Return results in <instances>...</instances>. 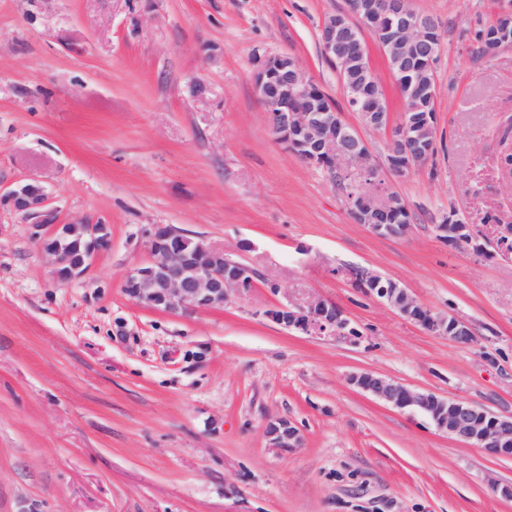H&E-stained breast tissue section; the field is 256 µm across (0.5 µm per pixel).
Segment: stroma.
<instances>
[{
    "label": "stroma",
    "instance_id": "35a3bbf8",
    "mask_svg": "<svg viewBox=\"0 0 512 512\" xmlns=\"http://www.w3.org/2000/svg\"><path fill=\"white\" fill-rule=\"evenodd\" d=\"M443 26L436 152L395 175L402 103L369 43L388 127L364 126L319 29L346 0H0V194L37 180L58 223L103 222L110 247L57 282L30 219L0 204V512H512V458L438 431L351 383L373 373L512 415V47L477 32L501 0H410ZM286 54L366 140L408 205L403 237L373 234L327 173L277 143L252 81ZM473 228L441 238L443 213ZM172 224L258 273L224 307L135 304L125 274L145 228ZM399 282L473 339L436 336L354 274ZM278 292H271L270 284ZM332 304L358 335L268 318ZM296 448L273 447L278 420ZM268 434L272 445L276 448H295L300 442L299 432L286 420H280L272 425Z\"/></svg>",
    "mask_w": 512,
    "mask_h": 512
}]
</instances>
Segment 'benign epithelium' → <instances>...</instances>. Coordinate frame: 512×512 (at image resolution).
Masks as SVG:
<instances>
[{
	"label": "benign epithelium",
	"mask_w": 512,
	"mask_h": 512,
	"mask_svg": "<svg viewBox=\"0 0 512 512\" xmlns=\"http://www.w3.org/2000/svg\"><path fill=\"white\" fill-rule=\"evenodd\" d=\"M384 24L378 30L377 44L383 50L395 84L408 82L414 93L429 101L435 99L437 82L435 65L437 43L442 27L439 22L410 7L409 0H347V9L329 16L320 28L319 43L325 57L343 72L347 55L363 50L360 33ZM501 26L495 34L481 40L480 48L492 58L500 50L512 46V0H503ZM255 90L264 111L268 112L274 137L298 138L305 150L304 161L316 167L327 164L352 189L348 201L351 210L365 223L377 211H388L395 198L376 194L368 185L378 173L369 146L358 132L345 123L333 101L315 80L286 54L264 56L256 61L252 75ZM353 106L365 126L379 129L388 125L389 112L380 98L351 97ZM424 146L405 123L392 132L387 163L395 174L405 169L399 161L417 154H427ZM12 208L34 220V239L40 251L49 256L54 276L61 284L83 277L98 254L111 241L110 225L58 224L52 212L45 209L47 196L37 183L18 185L6 195ZM437 227L442 238L453 243L472 240V228L455 219V214L442 216ZM150 258L146 264L130 271L124 280L126 295L136 304L155 310L177 313L205 311L224 306L231 295H243L254 286V269L238 264L234 270L224 265V252L211 247L204 239L191 236L171 224H155L146 230ZM378 298L437 336L456 342L469 341L471 332L461 321L432 312L421 318L411 311L423 310L404 287L380 286L383 277L371 275ZM277 323L306 334L336 333L351 335L349 321L335 306L324 302L306 306H280L268 312ZM353 383L376 398L399 409L419 411L440 431L460 440L472 442L499 456H512V415L498 416L477 409L462 400L442 399L431 393L412 390L379 375L365 373ZM276 448H295L300 436L286 420L272 425L268 431Z\"/></svg>",
	"instance_id": "obj_1"
}]
</instances>
